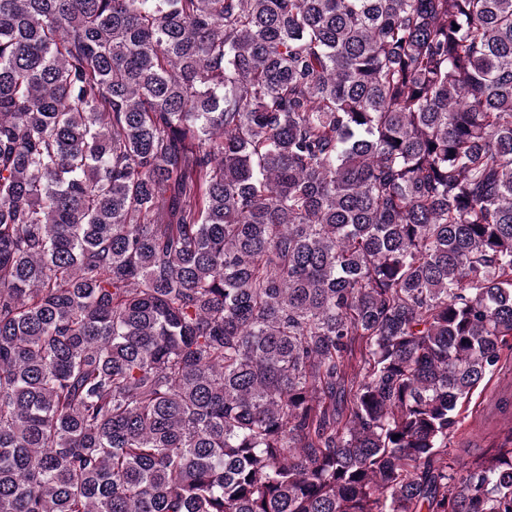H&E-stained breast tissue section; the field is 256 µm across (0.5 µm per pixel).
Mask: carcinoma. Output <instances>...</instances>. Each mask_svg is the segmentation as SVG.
<instances>
[{"instance_id":"carcinoma-1","label":"carcinoma","mask_w":512,"mask_h":512,"mask_svg":"<svg viewBox=\"0 0 512 512\" xmlns=\"http://www.w3.org/2000/svg\"><path fill=\"white\" fill-rule=\"evenodd\" d=\"M512 0H0V512H512ZM498 381L499 375L493 377L488 384L486 383L487 380H485L476 389H474L473 392L469 394L468 402L466 401L461 415L458 417L459 430L455 437L451 439V442L448 445V448H450L448 451H451L450 453L454 454L450 455L451 457H458L456 460L461 465H463V463L471 462L481 452V448L467 446L463 432L474 424L482 409L484 399L495 389ZM463 448L466 449L464 450Z\"/></svg>"}]
</instances>
